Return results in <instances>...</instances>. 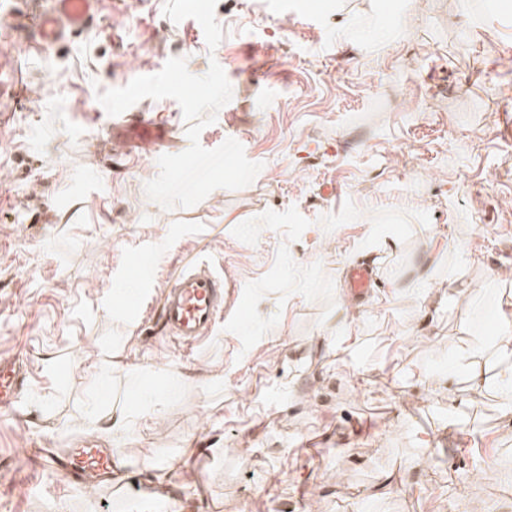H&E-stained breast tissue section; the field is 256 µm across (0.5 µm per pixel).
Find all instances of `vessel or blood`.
I'll return each instance as SVG.
<instances>
[{
    "label": "vessel or blood",
    "instance_id": "b4317fda",
    "mask_svg": "<svg viewBox=\"0 0 512 512\" xmlns=\"http://www.w3.org/2000/svg\"><path fill=\"white\" fill-rule=\"evenodd\" d=\"M31 8L10 14L13 24L32 29L44 47L67 40L98 13L102 0H29ZM377 264L366 258L354 264L348 282L352 294L366 295L376 282ZM224 311V281L207 265L181 271L163 289L160 317L170 335L195 344L206 339ZM29 365L18 357L0 356V413L16 412L26 393ZM37 462L61 472L72 484L111 482L117 455L110 448H77L70 459L39 451Z\"/></svg>",
    "mask_w": 512,
    "mask_h": 512
}]
</instances>
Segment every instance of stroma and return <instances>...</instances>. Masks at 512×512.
Instances as JSON below:
<instances>
[{
	"label": "stroma",
	"mask_w": 512,
	"mask_h": 512,
	"mask_svg": "<svg viewBox=\"0 0 512 512\" xmlns=\"http://www.w3.org/2000/svg\"><path fill=\"white\" fill-rule=\"evenodd\" d=\"M163 3L103 0L47 51L0 29L25 90L0 104V356L30 366L0 512H512V0H217L212 52ZM172 57L232 87L201 145L263 168L167 210L144 186L189 146L178 103L95 92ZM195 259L224 311L190 346L157 306ZM33 448L118 449L125 480ZM377 264L374 258H366L354 264L350 271L348 287L350 293L365 296L376 283ZM497 350L501 364L497 372V379L508 390H512V335L505 332L498 336ZM33 458L82 487L93 482L112 484V469L118 456L113 448H74L68 462L43 451H37Z\"/></svg>",
	"instance_id": "obj_1"
}]
</instances>
